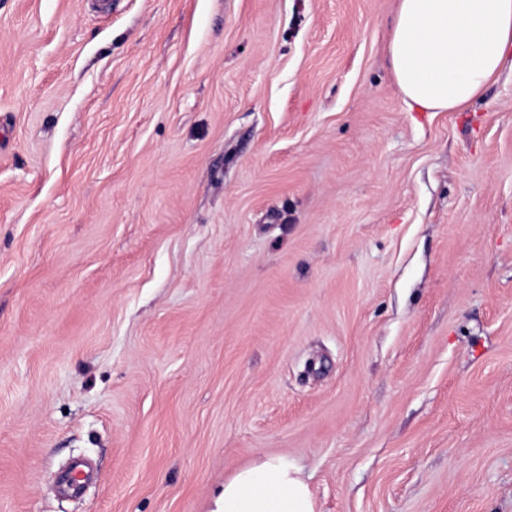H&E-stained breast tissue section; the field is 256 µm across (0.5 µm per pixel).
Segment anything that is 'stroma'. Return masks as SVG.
I'll return each instance as SVG.
<instances>
[{
  "instance_id": "stroma-1",
  "label": "stroma",
  "mask_w": 512,
  "mask_h": 512,
  "mask_svg": "<svg viewBox=\"0 0 512 512\" xmlns=\"http://www.w3.org/2000/svg\"><path fill=\"white\" fill-rule=\"evenodd\" d=\"M399 0H0V512H512V70L408 110ZM212 512H318L302 468L285 456H259L225 478Z\"/></svg>"
}]
</instances>
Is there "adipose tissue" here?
Here are the masks:
<instances>
[{"mask_svg":"<svg viewBox=\"0 0 512 512\" xmlns=\"http://www.w3.org/2000/svg\"><path fill=\"white\" fill-rule=\"evenodd\" d=\"M512 53V0H400L388 45L411 109L454 112L477 99ZM215 512H317L301 467L259 456L225 478Z\"/></svg>","mask_w":512,"mask_h":512,"instance_id":"adipose-tissue-1","label":"adipose tissue"}]
</instances>
